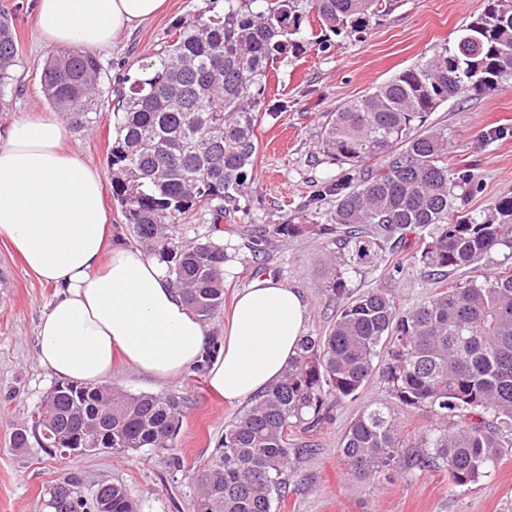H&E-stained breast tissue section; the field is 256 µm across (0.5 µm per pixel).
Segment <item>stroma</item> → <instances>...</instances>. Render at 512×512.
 <instances>
[{
  "instance_id": "1",
  "label": "stroma",
  "mask_w": 512,
  "mask_h": 512,
  "mask_svg": "<svg viewBox=\"0 0 512 512\" xmlns=\"http://www.w3.org/2000/svg\"><path fill=\"white\" fill-rule=\"evenodd\" d=\"M34 0H0V13L12 21L19 40L15 80L7 90L10 111L0 112V129L27 114L51 112L40 73L48 57L38 45ZM484 0H403L366 33L326 46L305 34L302 50L282 56L265 91L278 113L258 130V154L252 189L240 197L231 215L220 218L213 205L196 206L189 223L175 227L177 237L227 246L224 304L204 325L210 353L224 343V320L235 294L268 276L297 289L307 305L306 332L319 335L332 324L336 300L327 290L330 236L273 239L266 254L249 251L248 236L304 213L315 223L328 219L331 200L315 202L325 183L343 179L347 166L329 162L318 144L330 112L395 74L433 57L452 45L460 27L482 11ZM224 12V0H167L161 15L122 36L113 52L101 55L100 96L83 126L68 124L66 145L98 170L111 186L106 157L112 139V101L119 87L138 74L140 58L157 53L174 24L197 15ZM435 129L448 137V166H472L483 179L471 209L494 197L512 194V81L490 95L465 93L430 116ZM419 239L407 237L381 264L351 275L353 290L393 289L402 307L424 302L437 287L434 276L414 261ZM400 272H393V265ZM56 288L41 283L7 241L0 239V512H49L53 488L78 473L83 493L92 496L99 484L125 486L139 512H192L188 483L224 434L225 426L243 411L208 385L205 366L159 381L125 363L112 369V386L130 393L172 394L182 402V423L174 456L150 451L127 455L93 453L78 459L46 455L37 445L18 450L14 433L30 416L56 380L36 357V326L54 300ZM381 373H373L356 400L334 404L332 419L313 432L299 433L296 444L314 443L287 477L286 494L276 512H512V447L486 477L469 486L455 485L444 466L406 472L387 470L362 481L348 474L337 451L341 435L368 402L388 398Z\"/></svg>"
}]
</instances>
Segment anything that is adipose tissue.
<instances>
[{
    "label": "adipose tissue",
    "instance_id": "adipose-tissue-1",
    "mask_svg": "<svg viewBox=\"0 0 512 512\" xmlns=\"http://www.w3.org/2000/svg\"><path fill=\"white\" fill-rule=\"evenodd\" d=\"M166 0H35L50 50L106 51L152 20ZM65 122L24 116L0 133V236L58 294L37 325L36 356L54 375L105 382L115 358L158 379L205 361L201 319L165 266L144 249L106 247L101 177L64 151ZM307 317L301 294L265 278L239 292L224 345L209 361V386L236 403L266 391L297 355Z\"/></svg>",
    "mask_w": 512,
    "mask_h": 512
}]
</instances>
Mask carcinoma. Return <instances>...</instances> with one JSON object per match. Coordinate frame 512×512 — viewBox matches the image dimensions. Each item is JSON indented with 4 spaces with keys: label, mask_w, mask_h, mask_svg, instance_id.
Here are the masks:
<instances>
[{
    "label": "carcinoma",
    "mask_w": 512,
    "mask_h": 512,
    "mask_svg": "<svg viewBox=\"0 0 512 512\" xmlns=\"http://www.w3.org/2000/svg\"><path fill=\"white\" fill-rule=\"evenodd\" d=\"M401 0H224V14L174 25L173 39L139 65L140 73L113 109L107 153L112 196L146 250L170 264L190 310L208 318L224 304L226 248L174 238V225L194 206L217 201L216 213L251 190L264 92L278 59L299 48L308 16L320 31L345 39L392 15ZM16 30L0 16V112L13 84ZM101 65L83 48L58 51L40 74L56 111L78 122L99 92ZM512 79V0H485L482 13L459 29L451 47L405 69L345 104L325 121L319 150L354 174L318 192L336 194L330 252L336 318L320 336L302 339L283 378L224 428L192 477L193 512H273L293 457L308 451L289 439L331 420L327 400L358 398L381 370L389 394L405 408L435 419L421 439L418 468L442 461L458 486L486 476L512 443L485 417L512 424V196L469 208L482 190L474 169L448 175V138L427 122L448 99L489 95ZM382 164L366 170L363 164ZM428 231L414 256L434 275L462 270L465 280L442 287L423 304L403 309L394 292L354 294L351 274L373 267L408 235ZM328 231L321 224H276L252 240L266 252L270 237ZM497 255L496 268L482 273ZM182 417L172 395L132 394L98 384L57 380L14 436L26 448L48 429L63 447L92 441L116 454L174 450ZM407 447L390 406H364L342 437L347 472L371 480L400 465ZM55 512H137L120 484L86 498L82 479L68 476L51 493Z\"/></svg>",
    "instance_id": "cac0c4a2"
}]
</instances>
